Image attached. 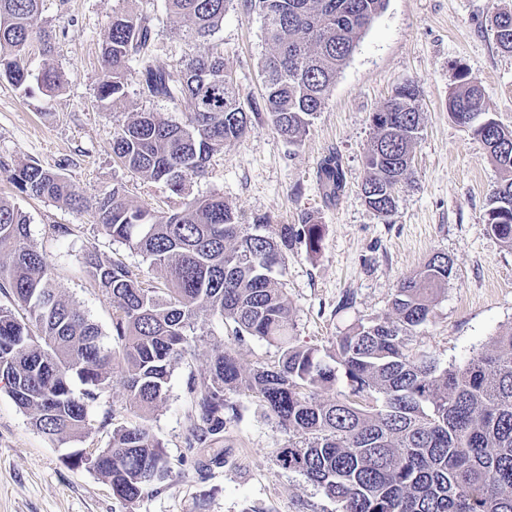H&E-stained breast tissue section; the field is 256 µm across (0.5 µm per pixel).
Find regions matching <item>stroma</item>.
I'll return each mask as SVG.
<instances>
[{
  "label": "stroma",
  "instance_id": "stroma-1",
  "mask_svg": "<svg viewBox=\"0 0 512 512\" xmlns=\"http://www.w3.org/2000/svg\"><path fill=\"white\" fill-rule=\"evenodd\" d=\"M501 9H512V0H388L300 144L280 138L262 115L244 137L225 143L205 176L189 180L191 195H223L241 223L265 216L274 224L321 225L320 252L301 243L288 254L284 282L297 344L325 348L351 325L384 317L400 279L436 253L448 255L453 270L428 322L413 332L414 351L460 364L512 324V247L485 223L499 171L448 112V95L467 71L479 78L490 114L512 129V54L497 48L491 31ZM121 11L150 18L156 66L207 50L174 37L166 0H42L41 20L54 38L50 62L65 82L47 96L0 78V163L58 172L89 202L120 184L140 204L166 211L173 206L168 189L121 167L112 135L131 113L158 112L179 122L189 106L140 96L136 64L126 75L125 98L99 100L102 46ZM212 42L223 46L224 69L241 96L261 101V61L269 47L258 14L248 12L244 0H230ZM408 81L417 87L422 139L415 174L396 186V207L384 217L361 192L371 116ZM332 151L345 172L335 202L317 182L319 164ZM0 196L23 211L31 241L54 268L57 293L75 302L111 343L112 304L85 259L95 254L141 267L143 257L101 234L92 209L21 194L1 178ZM58 224L65 233H54ZM219 344L246 370L279 357L274 346L251 336L235 339L231 324L211 318L207 336L174 365L166 399L147 417L130 408L120 384L124 371L116 366L111 390L91 409L90 436L64 444L41 434L0 387V512H336L319 488L279 466L277 452L287 437L257 398L235 399L237 414L221 443L226 464H211L206 451L188 452V387L207 375ZM142 419L161 442L170 473L157 490L126 505L113 497L107 478L72 467L70 456L108 447L113 429Z\"/></svg>",
  "mask_w": 512,
  "mask_h": 512
}]
</instances>
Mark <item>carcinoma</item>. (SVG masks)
I'll return each mask as SVG.
<instances>
[{
  "label": "carcinoma",
  "mask_w": 512,
  "mask_h": 512,
  "mask_svg": "<svg viewBox=\"0 0 512 512\" xmlns=\"http://www.w3.org/2000/svg\"><path fill=\"white\" fill-rule=\"evenodd\" d=\"M41 0H0V77L18 87L32 76L33 52L47 57L53 37L40 18ZM180 40L209 41L224 22L228 0H167ZM386 0H246L262 18L270 46L261 68L263 106L274 131L297 144L321 111L341 69ZM497 46L512 53V10L495 14ZM153 29L143 15L112 16L102 47L99 99L126 96L129 64L141 65L139 94L190 103L181 122L135 112L113 137L112 150L129 171L164 183L180 198L168 212L135 203L120 185L97 199L101 232L149 260L157 280L122 260L86 258L98 287L112 300V338L53 288L47 257L29 240L18 207L0 197V382L41 433L61 442L92 430L90 408L112 389V366L124 369L129 405L149 411L167 393L170 369L191 352L212 317L229 320L238 339L254 336L275 346L274 364L244 371L231 349L214 352L209 373L191 382L193 415L188 449L224 438L234 395L260 399L288 434L279 465L303 475L338 512H512V326L462 365H442L410 347L412 330L430 317L436 295L452 274L444 254L432 255L395 290L385 318L357 324L330 350L295 344L283 288L288 252L298 242L317 253L318 224H272L258 216L241 224L224 196L183 199L186 181L205 174L224 144L242 138L251 117L224 71V48L183 56L167 67L151 64ZM45 95L63 76L43 63L36 76ZM448 112L480 141L501 177L485 224L512 246V129L488 112L478 78L463 71L448 95ZM374 137L361 190L379 215L395 208L394 187L413 174L422 131L417 89L399 86L372 113ZM25 195L85 200L61 174L36 165L0 170ZM323 195L339 196V155L320 164ZM343 374L344 399L320 392ZM80 383L77 390L74 383ZM94 470L113 495L132 504L154 491L169 468L161 443L144 424L113 430L107 448L92 453Z\"/></svg>",
  "instance_id": "cac0c4a2"
}]
</instances>
